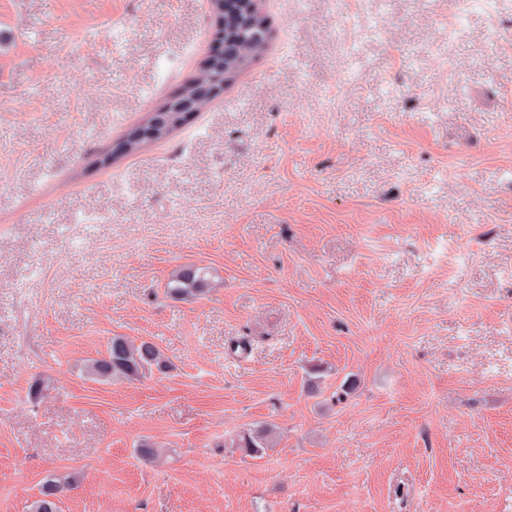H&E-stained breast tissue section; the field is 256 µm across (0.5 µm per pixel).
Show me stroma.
Listing matches in <instances>:
<instances>
[{
  "label": "stroma",
  "mask_w": 512,
  "mask_h": 512,
  "mask_svg": "<svg viewBox=\"0 0 512 512\" xmlns=\"http://www.w3.org/2000/svg\"><path fill=\"white\" fill-rule=\"evenodd\" d=\"M259 8L223 93L108 164L199 74L207 0H0V512L53 474L61 512H512V0H385L377 37ZM117 335L171 369L82 377ZM208 281L205 271L194 265H185L177 268L171 275L168 283L170 293L178 296L193 298L206 292ZM277 431L273 424L264 423L246 432L230 435L224 439V445L230 448H241L252 455H261L266 448H273Z\"/></svg>",
  "instance_id": "obj_1"
}]
</instances>
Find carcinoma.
Returning a JSON list of instances; mask_svg holds the SVG:
<instances>
[{"label":"carcinoma","instance_id":"cac0c4a2","mask_svg":"<svg viewBox=\"0 0 512 512\" xmlns=\"http://www.w3.org/2000/svg\"><path fill=\"white\" fill-rule=\"evenodd\" d=\"M262 20V16H248L237 12L235 6L224 13V42L229 49L228 58L224 61L225 78H235L246 65L253 50L248 41L250 25ZM207 286L205 271L194 265L177 268L168 283L171 293L186 298L202 295ZM168 368V358L155 343L127 336H114L104 354L83 362L82 373L93 381L112 383L144 379L155 371L164 372ZM53 386L52 376H39L30 389L31 399L36 401L46 396ZM276 438L275 426L264 423L229 436L224 439V444L231 448H241L252 455H261L265 449L274 446ZM70 486L71 482L67 479L47 481L43 486L42 498L33 502L31 512H57V505L51 498Z\"/></svg>","mask_w":512,"mask_h":512}]
</instances>
